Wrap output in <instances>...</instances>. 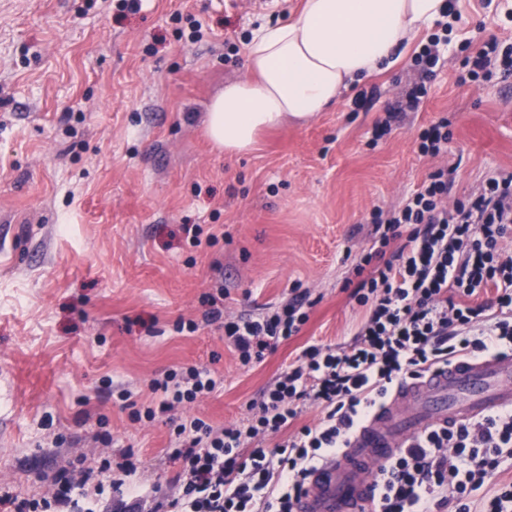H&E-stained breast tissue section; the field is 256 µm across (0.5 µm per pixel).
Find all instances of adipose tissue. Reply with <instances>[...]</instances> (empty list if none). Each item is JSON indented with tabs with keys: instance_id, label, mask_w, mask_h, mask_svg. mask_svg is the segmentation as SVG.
<instances>
[{
	"instance_id": "adipose-tissue-1",
	"label": "adipose tissue",
	"mask_w": 512,
	"mask_h": 512,
	"mask_svg": "<svg viewBox=\"0 0 512 512\" xmlns=\"http://www.w3.org/2000/svg\"><path fill=\"white\" fill-rule=\"evenodd\" d=\"M445 0H304L293 22L261 27L248 46L247 77L211 101L207 134L242 153L260 132L305 122L373 74L395 49L441 19Z\"/></svg>"
}]
</instances>
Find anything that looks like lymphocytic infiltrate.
<instances>
[{
  "label": "lymphocytic infiltrate",
  "mask_w": 512,
  "mask_h": 512,
  "mask_svg": "<svg viewBox=\"0 0 512 512\" xmlns=\"http://www.w3.org/2000/svg\"><path fill=\"white\" fill-rule=\"evenodd\" d=\"M442 38L431 35L414 55L419 83L406 95L417 111L440 60ZM489 39L462 54L459 82L491 80L495 68L512 72V54ZM453 172H430L403 207L373 209L366 253L356 271L354 295L365 312L345 347L311 345L252 402L247 422L216 425L172 411L217 391L222 380L205 367L167 370L151 380V402L135 419L170 416L179 464L177 496L135 482L132 452L123 460L66 462L38 499L5 497L11 512H108L110 490L128 499L129 512H294L308 477L325 459L346 448L353 433L393 389L428 370L462 357L512 350V172L489 177L475 196L447 209ZM404 243L386 255L391 240ZM492 292L491 302L479 296ZM308 298L296 295L264 315L224 321L220 297L206 294L203 319L223 322L242 366L296 335L307 321ZM320 407L313 425L300 424L306 405ZM512 461V409L454 427H431L413 438L376 475L375 512H471L472 492L493 482Z\"/></svg>",
  "instance_id": "obj_1"
}]
</instances>
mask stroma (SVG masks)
Wrapping results in <instances>:
<instances>
[{"label":"stroma","instance_id":"1","mask_svg":"<svg viewBox=\"0 0 512 512\" xmlns=\"http://www.w3.org/2000/svg\"><path fill=\"white\" fill-rule=\"evenodd\" d=\"M302 4L142 0L119 16L105 0H0V496L40 497L64 460L128 449L142 483L169 488L168 424L131 421L103 380L141 403L165 371L206 367L222 387L177 415L245 422L304 348L352 341L372 209L402 206L438 167L455 171L452 202L512 172V74L457 81L461 42L512 47V0H455L460 20L420 110L381 139L374 126L417 82L426 34L316 119L267 130L244 154L216 151L209 101L244 75L254 33ZM194 18L209 29L197 42ZM443 115L447 152L422 155L420 126ZM194 226L217 242L192 246ZM219 281L224 319L207 325L201 297ZM296 289L315 301L300 332L242 366L225 322ZM189 319L197 331L177 332Z\"/></svg>","mask_w":512,"mask_h":512}]
</instances>
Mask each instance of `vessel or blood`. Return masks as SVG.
I'll list each match as a JSON object with an SVG mask.
<instances>
[{"instance_id": "vessel-or-blood-1", "label": "vessel or blood", "mask_w": 512, "mask_h": 512, "mask_svg": "<svg viewBox=\"0 0 512 512\" xmlns=\"http://www.w3.org/2000/svg\"><path fill=\"white\" fill-rule=\"evenodd\" d=\"M512 408V352L461 361L398 388L309 477L296 512H373L372 476L423 430Z\"/></svg>"}]
</instances>
